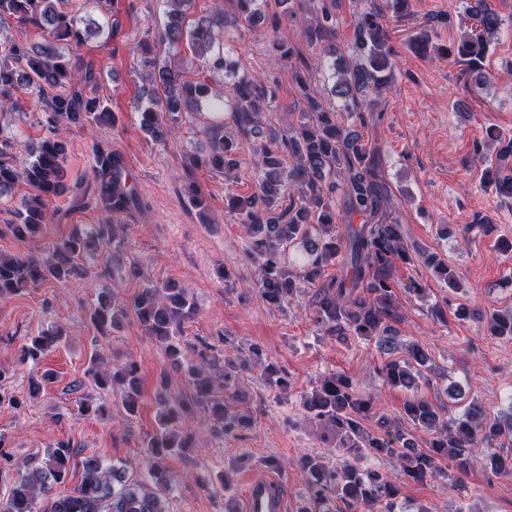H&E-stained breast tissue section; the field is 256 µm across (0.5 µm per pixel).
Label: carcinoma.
Segmentation results:
<instances>
[{
  "mask_svg": "<svg viewBox=\"0 0 512 512\" xmlns=\"http://www.w3.org/2000/svg\"><path fill=\"white\" fill-rule=\"evenodd\" d=\"M164 40L171 46L186 42L191 52L211 68L226 70L231 65L224 52L214 53L215 30L224 29V2L215 0L210 15L200 16L191 28L185 20L194 0H166ZM305 13L302 33L311 43L323 46L333 56L337 82L333 93L342 100L343 110L365 121L364 110H373L370 95L391 86L393 64L388 46L389 33L383 16L377 11L361 13L355 46L364 64L344 65L336 38V18L326 0H289ZM238 19L246 28L280 23L276 15H267L262 0H231ZM467 18L459 41L447 54L466 64L476 84L486 79L483 61L491 42L497 38L501 19L488 0H469ZM38 29L40 41L24 43L11 37L5 19ZM103 33L93 18L78 15L72 0H0V112L20 110L15 92L24 91L45 105L43 123L47 134L31 141L27 158L18 162L9 151L8 139H0V198L24 183L28 194L14 211L16 222L9 225L20 240H27L47 224L48 206L68 189L63 162L67 142L66 124L89 123L106 126L114 115L84 88L97 85L99 73L80 58L67 56L60 45L79 46ZM274 59L289 68L292 81L300 84V67L290 58L294 50L287 43L272 41ZM142 64L151 69L156 96L138 109L142 131L155 141L164 140L177 122L174 115L196 112L202 101L217 96L208 80H188L183 72L154 57L145 56ZM269 90L259 81L243 79L236 88L231 118L242 133H259L261 114L267 105ZM500 143L496 153L475 149L473 157L479 185L496 195L512 198V137L495 136ZM289 163H284L283 156ZM194 166L230 175L240 164L237 143L221 136L211 139L209 151L191 158ZM258 190L227 197V209L236 215L247 234L253 237V249L260 259L258 294L267 303L278 304L298 292L297 280L316 279L323 266L340 262L339 273L327 284L315 302V321L326 333L339 340L353 336L374 342L387 351L398 349L390 335L391 323L401 319L395 304V270L398 264L413 262L422 254L409 250L402 224L387 210L389 194L381 175L376 147L365 143L360 134L336 122V112L316 101L301 114L298 128L285 141L269 135L258 160ZM94 196L105 214L116 218L139 204L128 186L123 156L109 148L95 149ZM343 198L345 217L362 218L338 231L340 221L333 205L335 196ZM299 246V259L286 260L284 248ZM91 247L88 238L73 234L41 257L0 256V297H6L49 278L70 281L82 275L81 261ZM427 263L450 288H457L454 270L429 254ZM116 294H101L92 309L93 321L104 327L118 320L114 313ZM195 310L189 293L175 284L147 288L135 296L126 311L134 315L156 342L164 345L169 357L178 358L182 349L172 343L174 328ZM457 315L486 324L491 335L512 340V314L495 309L462 307ZM57 331L34 336L23 347L26 360L36 361L59 340ZM406 357L385 362L377 369L383 382L410 392L403 404L402 426L385 416L375 417L376 396L361 391L348 375L333 373L324 377L311 396L303 402L310 420L331 429L348 459L330 466L320 457L306 455L298 462L307 493L298 512H402L400 488L389 477L352 463L369 453L395 459L402 474L414 482L446 477L458 484L475 462L495 475H512V453L480 454L506 437H512V416L489 418L480 402L474 400L466 411L444 417L435 405L417 393L418 381L428 369V354L418 344L406 348ZM88 382L107 391L116 385L125 387V405L134 411L140 397L137 365L129 362L109 370L90 360L85 371ZM191 383L195 401L204 405L217 421L220 431L229 434L246 425L249 418L231 412L213 395V384L196 369ZM159 429L149 438L147 479L138 484L126 481L123 469L90 457L83 462L81 482L71 494L50 499L42 512H167L165 458L180 455L192 447L191 433L183 428L188 407L181 402H163ZM375 420V428L365 422ZM72 449L60 445L38 465L24 464L6 503L0 512H35L37 499L62 482ZM448 462L445 472L441 462Z\"/></svg>",
  "mask_w": 512,
  "mask_h": 512,
  "instance_id": "carcinoma-1",
  "label": "carcinoma"
}]
</instances>
